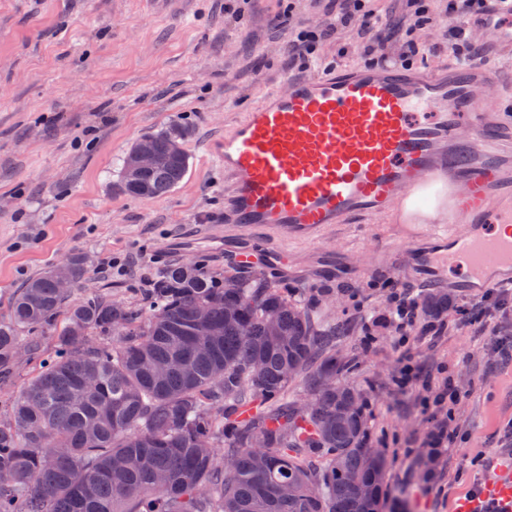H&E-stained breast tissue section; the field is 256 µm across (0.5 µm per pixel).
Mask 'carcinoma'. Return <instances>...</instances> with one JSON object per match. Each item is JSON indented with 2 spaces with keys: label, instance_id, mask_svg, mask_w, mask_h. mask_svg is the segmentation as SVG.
Masks as SVG:
<instances>
[{
  "label": "carcinoma",
  "instance_id": "cac0c4a2",
  "mask_svg": "<svg viewBox=\"0 0 512 512\" xmlns=\"http://www.w3.org/2000/svg\"><path fill=\"white\" fill-rule=\"evenodd\" d=\"M191 134L172 123L134 142L124 192L170 193ZM88 263L77 251L29 278L0 319V387L20 373L18 349L35 363L0 408V512H382L387 459L368 446L360 394L341 381L336 326L263 273L202 262L166 266L129 303L69 305L59 283L77 284ZM449 304L441 290L421 302L428 317ZM300 377L305 411L288 398ZM342 401L355 404L346 422ZM285 483L296 493L281 495Z\"/></svg>",
  "mask_w": 512,
  "mask_h": 512
}]
</instances>
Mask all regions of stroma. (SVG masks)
I'll return each instance as SVG.
<instances>
[{
    "label": "stroma",
    "instance_id": "1",
    "mask_svg": "<svg viewBox=\"0 0 512 512\" xmlns=\"http://www.w3.org/2000/svg\"><path fill=\"white\" fill-rule=\"evenodd\" d=\"M330 23L323 0H0V316L33 275L81 250L90 257L73 298H130L164 265L200 260L228 266L235 230L224 221V167L214 146L265 94L291 76L364 65L356 27L322 42L308 64L292 61L276 17ZM473 43L490 48L498 90L487 98L512 124V47L476 28ZM193 129L189 170L167 196L144 201L122 188V160L133 142L172 123ZM425 224L395 214L337 224L315 244L279 240L281 269L254 270L304 293L328 287L311 313L344 326L336 354L345 382L365 403L368 443L389 460V500L409 512H459L512 459V362L483 345L491 331L512 337V315L483 321L479 297L456 289L437 342L398 346L382 318L386 282L416 295L448 285L447 258L418 269L415 252L439 248ZM117 260L109 268L108 260ZM430 371L427 385L399 387L404 358ZM462 394L433 407L444 382ZM432 478L424 454L437 430Z\"/></svg>",
    "mask_w": 512,
    "mask_h": 512
}]
</instances>
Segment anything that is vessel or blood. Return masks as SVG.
I'll list each match as a JSON object with an SVG mask.
<instances>
[{
  "mask_svg": "<svg viewBox=\"0 0 512 512\" xmlns=\"http://www.w3.org/2000/svg\"><path fill=\"white\" fill-rule=\"evenodd\" d=\"M495 84L488 62L417 73L342 66L289 79L217 145L228 222L315 240L326 225L387 213L444 182L448 209L434 223L467 224L448 234V259L465 268L453 284L489 288V268L512 267V163L492 151L512 139V125L475 95ZM482 498L512 512V464L496 467Z\"/></svg>",
  "mask_w": 512,
  "mask_h": 512,
  "instance_id": "obj_1",
  "label": "vessel or blood"
}]
</instances>
